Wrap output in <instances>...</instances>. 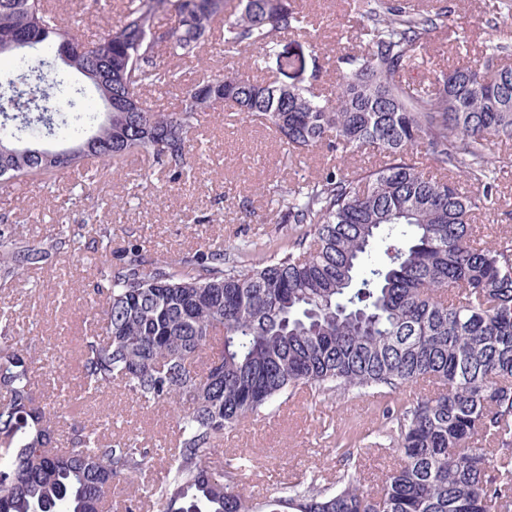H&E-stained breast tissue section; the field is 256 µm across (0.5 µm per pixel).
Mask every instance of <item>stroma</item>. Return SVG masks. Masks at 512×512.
Here are the masks:
<instances>
[{
  "instance_id": "35a3bbf8",
  "label": "stroma",
  "mask_w": 512,
  "mask_h": 512,
  "mask_svg": "<svg viewBox=\"0 0 512 512\" xmlns=\"http://www.w3.org/2000/svg\"><path fill=\"white\" fill-rule=\"evenodd\" d=\"M453 13L447 26L427 38L423 64L403 77L419 87L433 71L452 64L460 52L480 53L489 42H498L500 62L512 65V12L492 15L485 0H448ZM303 8L317 23L322 48L314 50L311 39L288 35L277 51L290 61L280 81L303 87L333 89L337 56L358 50L361 21L347 0H302ZM198 147L204 163L190 176L172 180L168 173L145 161L140 167L121 166L104 171L94 184L82 172L58 177L51 189L30 184L0 189V215L17 225L30 239L53 235L59 217L69 224L98 221L112 225L116 242L137 243L152 257L187 255L223 247L235 252L244 241L284 239L290 227L276 221L273 189L310 179L342 164L366 166L371 159L359 155L341 162L325 151L303 156L289 155L268 125L244 123L217 112L202 126ZM121 195L126 205L112 210L102 200ZM498 202L477 217L489 240L512 236V166L498 175ZM95 272L90 264L58 258L55 267L41 271L36 290L0 287V307L12 306L15 331L29 339H50L58 349L75 352L87 333L85 296L92 290ZM73 397L82 401L80 419H110L112 432L137 438L149 448L148 463L134 481L112 486V512H125L129 501L142 502L141 512H160L161 506L146 495L147 487L162 481L168 457L165 448L173 435L175 415L162 407L140 404L127 391L115 387L88 397L83 387L72 386ZM260 430L242 423L226 430L224 440L210 459L220 468L228 451L256 456L255 466L243 467L238 485L254 502H263L276 487L306 481L321 473L324 487L335 488L343 471L342 449H357V467L366 486L381 484L395 463L388 445L373 444L368 436L382 421V411L372 398L353 392L330 397L302 388L279 410L259 413Z\"/></svg>"
}]
</instances>
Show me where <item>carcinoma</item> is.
Wrapping results in <instances>:
<instances>
[{
    "label": "carcinoma",
    "mask_w": 512,
    "mask_h": 512,
    "mask_svg": "<svg viewBox=\"0 0 512 512\" xmlns=\"http://www.w3.org/2000/svg\"><path fill=\"white\" fill-rule=\"evenodd\" d=\"M362 21L358 54L336 59V91L322 99L295 85L216 71L185 83L181 61L213 37L222 54H276L282 37L311 32L297 0H118V20L85 41L53 0H0V50L20 73L0 83V143L96 138L87 152L48 160L0 152V181L37 184L68 171L93 181L147 154L173 179L203 155L190 132L229 105L272 125L291 155L323 146L338 158L366 151L374 164L328 169L278 192L286 242L248 241L236 257L217 247L152 259L136 244L112 263V225L64 221L48 241H28L0 219V285L16 284L65 256L97 267L75 372L85 391L121 385L147 406H181L164 480L150 489L162 512H256L238 490V457L213 472L224 430L286 402L300 386L323 395L372 393L418 381L436 385L413 403H384L396 426L398 463L380 489L357 472L328 492L314 477L269 495L263 512H512V237L490 243L476 224L495 204L489 145L512 139V67L498 45L434 71L424 88L401 75L423 59L427 34L452 10L438 0H348ZM94 88L68 122L61 72ZM178 91L160 110L146 92ZM136 98L112 112L104 97ZM431 160L435 173L422 167ZM461 173L481 188L472 194ZM385 259H372L378 244ZM42 357L14 336L0 309V512H104L116 481L141 472L148 450L98 423L66 424L70 371L60 367L49 402L37 395Z\"/></svg>",
    "instance_id": "obj_1"
}]
</instances>
